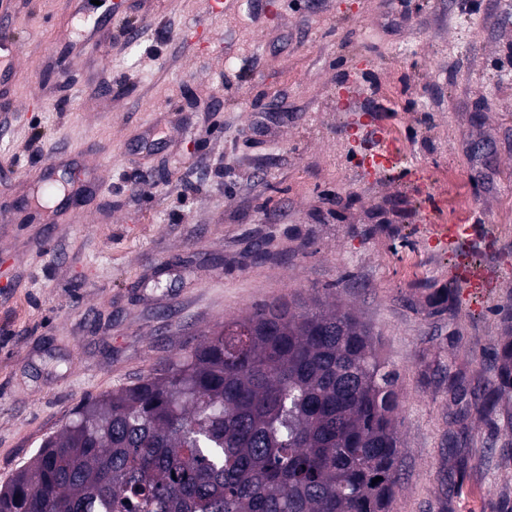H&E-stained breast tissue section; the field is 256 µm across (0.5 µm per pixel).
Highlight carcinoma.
Here are the masks:
<instances>
[{
    "label": "carcinoma",
    "mask_w": 512,
    "mask_h": 512,
    "mask_svg": "<svg viewBox=\"0 0 512 512\" xmlns=\"http://www.w3.org/2000/svg\"><path fill=\"white\" fill-rule=\"evenodd\" d=\"M498 359L492 383L448 376V445L512 399L511 343ZM398 380L350 311L318 294L262 301L80 404L0 485V512H390Z\"/></svg>",
    "instance_id": "cac0c4a2"
}]
</instances>
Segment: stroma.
Returning <instances> with one entry per match:
<instances>
[{
    "mask_svg": "<svg viewBox=\"0 0 512 512\" xmlns=\"http://www.w3.org/2000/svg\"><path fill=\"white\" fill-rule=\"evenodd\" d=\"M12 0L0 100V483L75 407L256 303L336 297L398 370L392 512L512 504L495 380L512 278L435 313L460 264L512 262V0ZM358 88L363 109L341 107ZM394 139L369 176L362 144ZM479 225L466 249L445 227ZM501 362L497 379L493 383L470 389V383H466L463 376L448 375V391L457 402L456 419L462 427L461 431L448 437V445L451 447L462 446L467 441L466 424L473 415L491 414L500 405L512 398V344L505 345L498 353ZM470 392L471 401L466 399ZM473 397V401H472Z\"/></svg>",
    "mask_w": 512,
    "mask_h": 512,
    "instance_id": "1",
    "label": "stroma"
}]
</instances>
